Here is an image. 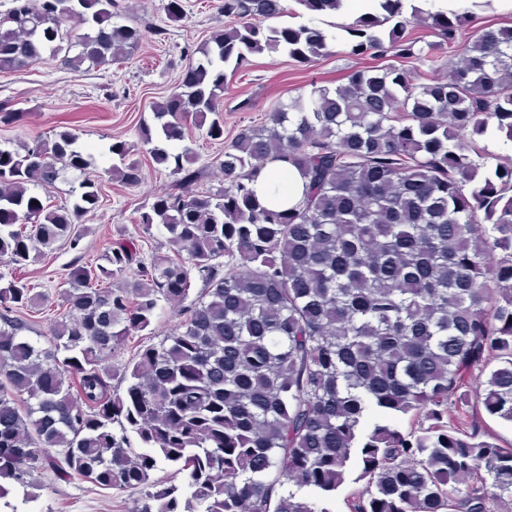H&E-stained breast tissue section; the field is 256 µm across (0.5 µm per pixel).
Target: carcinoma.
Masks as SVG:
<instances>
[{"label": "carcinoma", "instance_id": "carcinoma-1", "mask_svg": "<svg viewBox=\"0 0 512 512\" xmlns=\"http://www.w3.org/2000/svg\"><path fill=\"white\" fill-rule=\"evenodd\" d=\"M310 17L271 25L285 0H218L224 30L152 105L141 145L116 142L110 175L139 185L143 160L175 177L140 215L169 251L140 259L117 239L96 266L73 269L65 311L46 347L26 313L45 295L0 286V501L50 470L106 489L138 488L133 512H332L358 485L350 512H497L512 502V445L483 415L512 423V159L488 165L477 139L512 142V26L463 38L465 16L429 15L434 42L405 35V0L341 27L349 54L429 58L462 47L448 78L387 64L315 87L237 130L217 165L224 187L187 192L199 171L187 121L224 140L227 67L288 52L309 64L328 52L316 19L342 0H294ZM117 0H9L0 12V73L46 58L73 69L121 63L143 38L116 25ZM292 164L303 199L275 210L252 183L268 164ZM91 156L74 129L0 148V263L27 267L76 226L103 190L85 178L72 206L31 191ZM37 204H32V201ZM133 273L122 286L111 281ZM201 288L193 291V278ZM191 299L180 322L126 364L124 394L107 368L160 302ZM485 376L473 392L469 380ZM408 418L401 430L395 420ZM119 431H113V424ZM134 433L148 452L132 447ZM175 467L182 484L151 479Z\"/></svg>", "mask_w": 512, "mask_h": 512}]
</instances>
